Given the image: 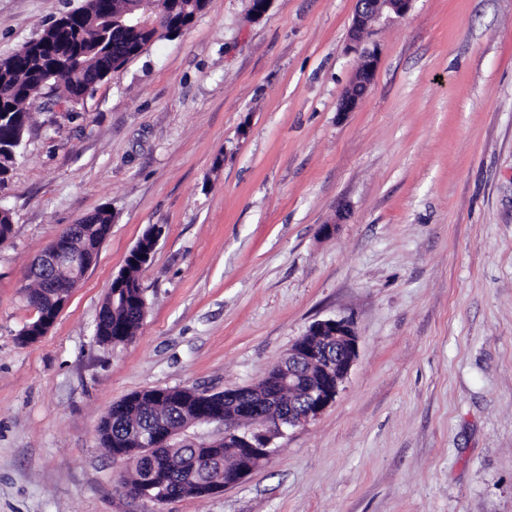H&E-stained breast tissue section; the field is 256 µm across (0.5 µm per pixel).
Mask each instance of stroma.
Here are the masks:
<instances>
[{"label": "stroma", "instance_id": "1", "mask_svg": "<svg viewBox=\"0 0 512 512\" xmlns=\"http://www.w3.org/2000/svg\"><path fill=\"white\" fill-rule=\"evenodd\" d=\"M83 0H0V58ZM207 0L78 106L44 89L0 186V512H147L100 417L132 392L263 380L316 321L358 355L317 418L235 487L158 512H512V0ZM112 227L48 333L27 269L79 218ZM331 234H323V225ZM146 316L95 338L149 226ZM358 1L361 2L354 18L353 29L361 64L354 81L341 99L340 109L344 112H349L356 107L358 101L366 92L378 64V55L374 49L359 48L361 46V35L375 23L405 16L410 11L413 2V0Z\"/></svg>", "mask_w": 512, "mask_h": 512}]
</instances>
